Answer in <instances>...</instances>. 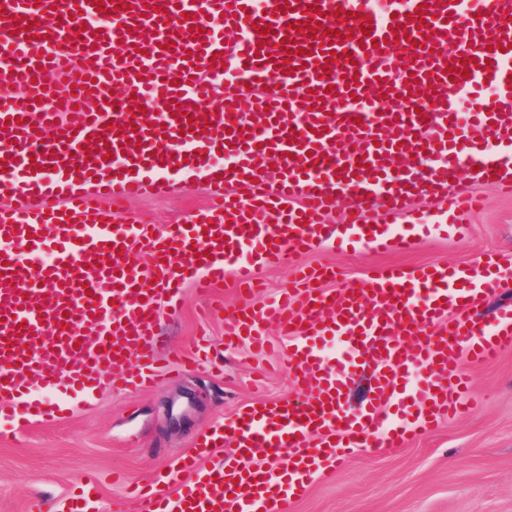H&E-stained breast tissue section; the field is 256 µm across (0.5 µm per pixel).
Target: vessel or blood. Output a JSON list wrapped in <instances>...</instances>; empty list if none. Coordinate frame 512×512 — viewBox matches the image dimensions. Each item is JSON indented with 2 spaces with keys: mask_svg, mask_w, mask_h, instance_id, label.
<instances>
[{
  "mask_svg": "<svg viewBox=\"0 0 512 512\" xmlns=\"http://www.w3.org/2000/svg\"><path fill=\"white\" fill-rule=\"evenodd\" d=\"M0 82L24 91L0 94V197L22 199L0 211V417L161 382L165 302L188 280L209 296L233 277L225 347L280 330L296 393L204 434L221 465L183 457L148 512H287L355 449L471 410L464 363L512 348V304L471 314L500 286L495 256L336 292L320 287L334 267H307L251 302L264 263L343 240L409 250L460 232L471 183L512 195V0H0ZM191 174L209 203L181 223L122 205ZM425 196L434 212L410 216ZM365 368L373 394L348 409Z\"/></svg>",
  "mask_w": 512,
  "mask_h": 512,
  "instance_id": "1",
  "label": "vessel or blood"
}]
</instances>
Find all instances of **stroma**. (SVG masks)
I'll return each mask as SVG.
<instances>
[{
    "label": "stroma",
    "instance_id": "1",
    "mask_svg": "<svg viewBox=\"0 0 512 512\" xmlns=\"http://www.w3.org/2000/svg\"><path fill=\"white\" fill-rule=\"evenodd\" d=\"M484 207L464 218L465 236L435 234L409 252L319 248L305 263L332 264L347 286L374 269L421 263L476 265L485 253L501 255V293L479 312L490 315L512 300V198L478 183ZM209 189L185 178L175 197H136L129 209L154 224H173L202 207ZM174 318L161 327L162 358L188 361L187 370L151 391L102 389L79 399L51 421L0 432V512H55L97 479L90 512H111L135 486H150L194 453L202 434L258 402L288 397L295 386L270 365L279 351L250 345L224 349V324L204 314L205 301L184 283ZM481 406L440 423L405 447L368 451L313 478L287 512H512V350L468 369Z\"/></svg>",
    "mask_w": 512,
    "mask_h": 512
}]
</instances>
